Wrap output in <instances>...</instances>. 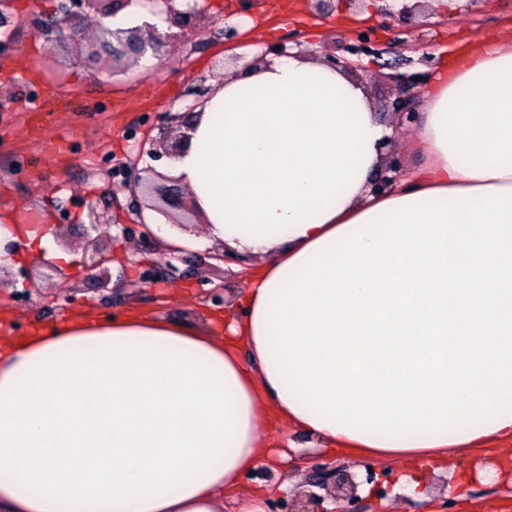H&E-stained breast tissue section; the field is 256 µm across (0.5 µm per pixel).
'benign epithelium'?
<instances>
[{
  "mask_svg": "<svg viewBox=\"0 0 512 512\" xmlns=\"http://www.w3.org/2000/svg\"><path fill=\"white\" fill-rule=\"evenodd\" d=\"M178 0H142L143 9L151 15L163 16L169 23L178 28L189 26L199 13L194 6L181 9L177 6ZM133 3V0H57L54 13L34 19L33 32L46 42L64 47L73 37V23L81 18V13L92 5L99 6V14L103 21L98 24L96 42L103 48L113 47L118 43L120 53L113 57H128L137 60L146 54L157 59H164L167 48L177 34L161 32L153 25L135 26L128 29H113L104 23V20L115 16L119 11ZM349 3L358 9L366 8L385 20L398 19L412 21L416 17L429 23L432 13L428 11L427 0H412L404 3L400 8H394L389 0H349ZM11 0H0V29L4 30V37L0 38V56L5 54L14 40L15 20L14 14L9 11ZM395 87V98L390 102L394 114L398 115L400 122L412 125L417 120L414 112V99L411 87L414 81L405 80L398 76L386 77ZM208 89H201L198 99L179 112L163 121L160 136L149 142L141 141L138 144V153L135 158L122 163L125 174L123 186L128 188L132 211L136 215L149 209L167 217L172 225L186 229L197 223V211L190 198L182 197L162 184L166 176L156 172L150 167L138 168L144 156L160 158L166 156L174 158L181 152L186 135L182 129L189 128L192 116L196 109L203 106L210 98ZM401 173V161L398 154L391 151L385 157L378 173L369 183L373 194H387L397 184ZM88 223L84 225L85 257L83 268L88 275L103 280L111 279L108 264L112 263L114 256L110 250L111 237L107 236L106 228L111 226L112 219L107 212L100 211L93 203L86 204ZM39 276L52 283H62L69 278L67 269L61 267L52 259H41L37 262ZM175 266L166 254H161L160 260L143 267L141 280L153 283L155 279H164ZM308 485L327 490L329 486L335 487L331 495L335 508H325L322 512H360L357 508L360 496L361 482L357 475L349 471L344 464L327 462L315 464L309 469ZM317 494L304 490L299 496L280 504V512H308L309 506Z\"/></svg>",
  "mask_w": 512,
  "mask_h": 512,
  "instance_id": "1",
  "label": "benign epithelium"
}]
</instances>
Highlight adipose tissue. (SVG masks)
Wrapping results in <instances>:
<instances>
[{
	"mask_svg": "<svg viewBox=\"0 0 512 512\" xmlns=\"http://www.w3.org/2000/svg\"><path fill=\"white\" fill-rule=\"evenodd\" d=\"M424 98L425 165L376 196L390 130L362 84L296 56L225 79L169 162L205 233L164 240L248 257L229 336L135 308L0 321V512H266L276 486L239 488L267 423L361 460L512 462V35ZM51 239L0 224V264H70Z\"/></svg>",
	"mask_w": 512,
	"mask_h": 512,
	"instance_id": "1",
	"label": "adipose tissue"
}]
</instances>
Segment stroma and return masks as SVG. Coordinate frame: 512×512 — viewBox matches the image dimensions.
I'll return each mask as SVG.
<instances>
[{
    "mask_svg": "<svg viewBox=\"0 0 512 512\" xmlns=\"http://www.w3.org/2000/svg\"><path fill=\"white\" fill-rule=\"evenodd\" d=\"M57 0H13L17 24L11 55L0 58V224L41 221L54 224L71 244L75 259L67 292L51 283L30 290L17 269L0 279V308L9 311L16 334L24 335L87 307L121 312L137 306L185 323L204 314L223 313L214 304L212 289L225 302L244 286L238 261L206 258L204 251L175 254L173 278L142 283V265L158 260L157 247L139 236L112 235L113 253L129 258L124 286L89 278L81 263V226L87 201L110 209L117 224L144 221L168 229L165 217L147 210L135 215L127 208L129 194L120 189L113 171L133 156L142 139L158 135L161 113L183 111L199 82L214 87L227 76L244 72L253 63L251 47L279 42L289 52L323 61L349 57V47L365 42L381 49V56L353 57L350 76L366 86L379 122L392 130L395 149L405 173L421 163L408 143L417 125L399 124L387 103L394 87L391 74L432 75L465 37L492 35L512 27V0H463L459 10L444 16L438 26L397 29L371 17L368 22L342 25L353 15L348 0H337L329 17L312 16L306 0H277L273 11L244 15L243 0H196L199 15L172 43L166 59L146 56L137 62L113 59L107 49L89 55L88 40L97 15L77 21L69 51L62 52L32 33V21L52 12ZM240 20L245 46H224V17ZM101 80H94L95 71ZM121 301L108 304L112 292ZM428 475L414 493L381 502L365 498L364 512H439L444 492Z\"/></svg>",
    "mask_w": 512,
    "mask_h": 512,
    "instance_id": "obj_1",
    "label": "stroma"
}]
</instances>
